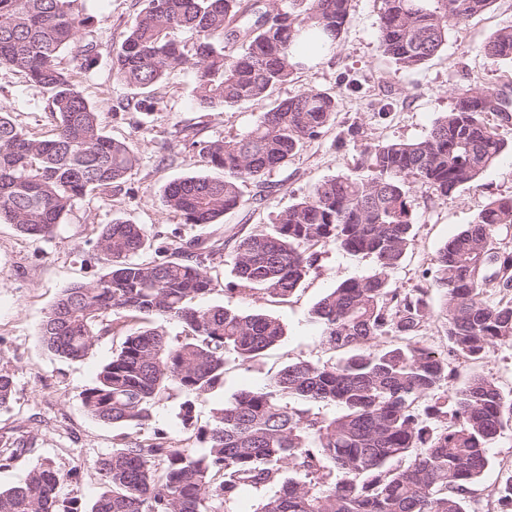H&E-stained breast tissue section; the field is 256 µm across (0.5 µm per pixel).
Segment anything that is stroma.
Listing matches in <instances>:
<instances>
[{"label":"stroma","instance_id":"stroma-1","mask_svg":"<svg viewBox=\"0 0 512 512\" xmlns=\"http://www.w3.org/2000/svg\"><path fill=\"white\" fill-rule=\"evenodd\" d=\"M75 8L82 19L77 43L92 46V59L77 65L69 48L61 53L60 65L100 112L105 133L127 142L138 163L119 187L96 190L80 199L52 237L28 238L12 225L0 223V368L8 369L14 381L12 406L0 410V437H24L33 446L32 454L0 469V487L22 482L36 459L49 458L61 469L80 471V482L64 491L88 508L101 493L94 463L111 452L116 431L86 412L82 394L92 386L101 365L119 350L122 339L106 337L84 360L64 361L39 341L44 314L64 288L96 280L104 272L96 243L103 226L112 220L143 224L165 236L187 239L202 234L201 226L187 223L161 202L169 183L208 172L197 149L183 136L189 133L209 141L245 134L263 107L253 102L199 107L193 96L194 71L188 66L172 71L144 104H137L130 88L112 73V53L135 24L140 0H77ZM378 24L377 0H351L350 19L335 53L320 64H309L271 94L277 101L308 89L336 95V120L274 172L276 187L262 205L252 204L257 188L247 184L244 205L226 213L217 225L224 238V258L210 265L214 291L197 298V305L266 313L283 323L285 334L250 364L227 360L223 384L195 403L199 425L209 424L213 409L234 394L262 386L290 363L339 361L341 352L322 345L311 311L337 284L371 271L368 261L351 259L331 246L322 248L299 290L279 302L259 290L235 288L236 242L270 228L281 210L311 193L320 181L349 173L366 147L423 137L437 116L452 108L456 88L491 85L512 95V65L491 63L476 51L499 28L512 24V0H495L489 10L452 27L441 52L415 71L397 69L382 54ZM346 77L354 80L355 89L342 88ZM0 112L44 135L58 123L49 93L7 66L0 67ZM352 126L359 127L360 135L357 141H345ZM499 134L507 151L473 185L445 200L413 191L415 237L403 263L389 275L392 287L407 291L428 286L438 250L471 224L490 200L512 195V122L501 124ZM457 367L460 376L482 374L493 378L504 394H512V343L495 345L482 361H461Z\"/></svg>","mask_w":512,"mask_h":512}]
</instances>
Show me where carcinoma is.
Wrapping results in <instances>:
<instances>
[{
	"label": "carcinoma",
	"instance_id": "carcinoma-1",
	"mask_svg": "<svg viewBox=\"0 0 512 512\" xmlns=\"http://www.w3.org/2000/svg\"><path fill=\"white\" fill-rule=\"evenodd\" d=\"M74 2L0 0V66L48 91L59 116L44 136L0 112V221L31 238L53 236L78 200L119 185L138 163L126 142L103 133L100 113L57 63L81 25ZM281 2L268 0L261 17L254 0H142L112 70L148 94L190 64L199 106L262 103L314 61L300 48L320 58L334 52L349 21L350 0ZM493 2L380 0L379 48L398 68L418 69L442 50L452 26ZM180 30L195 35L189 53L172 38ZM479 52L512 63V25ZM454 99L422 138L373 145L358 165L366 173L320 182L271 229L238 240V285L276 298L297 290L319 247L368 259L372 272L341 282L312 310L322 344L344 358L286 365L216 409L204 429L196 428L195 400L224 383L226 354L257 360L283 325L266 314L190 305L214 291L207 267L224 256L223 239L174 235L155 247L144 224L104 225L97 248L105 272L62 290L40 328L46 350L72 362L106 336L123 337L83 393L89 415L132 431L96 462L103 491L89 512H231L245 489L262 493L254 512H476L488 448L512 422V398L482 375L458 382L452 361L476 363L495 344L512 343V250L500 242L512 227V196L491 200L439 250L428 287L401 292L389 284L414 238L412 188L446 200L506 148L489 115L509 116L511 97L467 86ZM335 119L336 96L320 90L271 102L240 137L191 141L223 176L174 181L162 203L191 224H213L243 204L245 184L273 190L272 174ZM151 246L157 258L137 261ZM432 290L447 321L445 357L417 341ZM149 317L184 324L185 336L172 340L145 324ZM389 336L399 342L382 344ZM13 393L12 374L0 368V410ZM174 396L183 397L180 437L152 429L154 407ZM30 451L28 441L14 440L0 450V469ZM288 467L295 476H284ZM78 479L77 468L40 459L21 484L0 489V512H83L63 494ZM491 495L498 512H512V477Z\"/></svg>",
	"mask_w": 512,
	"mask_h": 512
}]
</instances>
